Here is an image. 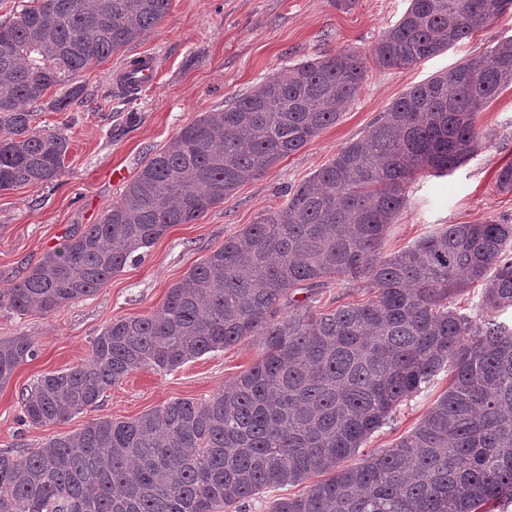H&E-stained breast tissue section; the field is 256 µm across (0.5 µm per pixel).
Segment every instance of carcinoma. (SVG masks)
I'll return each mask as SVG.
<instances>
[{
	"label": "carcinoma",
	"instance_id": "carcinoma-1",
	"mask_svg": "<svg viewBox=\"0 0 512 512\" xmlns=\"http://www.w3.org/2000/svg\"><path fill=\"white\" fill-rule=\"evenodd\" d=\"M171 0H31L0 23V190L66 173L68 139L28 106L55 86L62 112L86 69L139 40ZM512 0H409L374 47L379 65L435 57ZM353 51L291 65L182 128L96 224L0 288V310L51 315L96 294L177 224H192L300 150L358 94ZM512 84V40L389 103L363 137L224 240L169 288L160 311L106 326L89 360L22 399L35 426L96 406L134 370L172 371L256 338L261 355L210 399L176 398L136 419L94 421L14 457L0 452V512H220L268 489L324 479L269 512H488L512 501V224H444L381 255L405 186L481 145L478 113ZM361 280L371 298L321 310L293 292ZM484 285L477 320L451 307ZM0 338V388L34 356ZM448 391L397 444L354 466L369 435L445 367Z\"/></svg>",
	"mask_w": 512,
	"mask_h": 512
}]
</instances>
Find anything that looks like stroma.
<instances>
[{
  "label": "stroma",
  "instance_id": "1",
  "mask_svg": "<svg viewBox=\"0 0 512 512\" xmlns=\"http://www.w3.org/2000/svg\"><path fill=\"white\" fill-rule=\"evenodd\" d=\"M408 5L409 0H172L154 30L78 77L83 93L70 109L51 107L65 94L62 86L49 89L44 102L34 105L37 129L68 138V171L53 183L0 191V288L20 280L74 231L97 223L127 182L202 113L224 108L282 67L303 60L353 50L366 68L358 96L336 124L239 186L196 223L173 226L141 261L127 264L94 296L49 316L0 311V338L24 334L36 346L35 357L0 388V452L20 456L93 420H131L175 398L207 400L253 365L261 346L247 338L168 372L132 371L96 407L64 423L34 426L23 419L25 388L86 362L92 340L112 321L156 313L168 289L193 265L265 210L280 206L292 186L327 164L347 142L366 135L387 104L512 39L511 9L440 55L408 68L381 67L373 48ZM147 54L159 60L154 82L125 88L121 76L128 62ZM477 127L483 145L469 161L444 177L419 172L407 184V205L387 230L383 254L397 253L445 224L512 223V193L500 192L496 184L500 170L512 164V86L478 114ZM116 166L125 171L119 183L111 178ZM449 381L447 371H440L368 437L362 453L394 447L447 391Z\"/></svg>",
  "mask_w": 512,
  "mask_h": 512
}]
</instances>
